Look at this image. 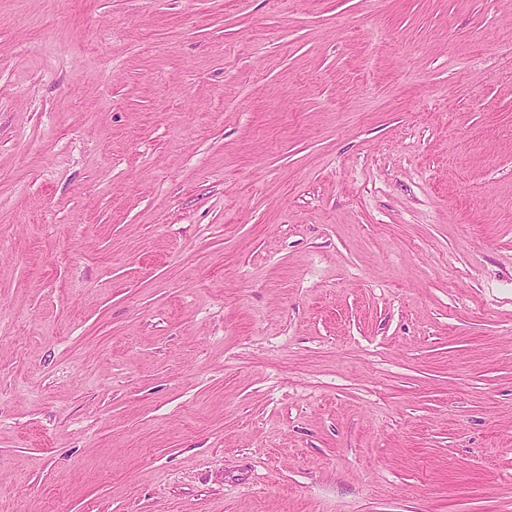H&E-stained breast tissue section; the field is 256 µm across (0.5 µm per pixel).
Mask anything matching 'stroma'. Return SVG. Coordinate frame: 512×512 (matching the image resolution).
Returning <instances> with one entry per match:
<instances>
[{"instance_id": "35a3bbf8", "label": "stroma", "mask_w": 512, "mask_h": 512, "mask_svg": "<svg viewBox=\"0 0 512 512\" xmlns=\"http://www.w3.org/2000/svg\"><path fill=\"white\" fill-rule=\"evenodd\" d=\"M0 512H512V0H0Z\"/></svg>"}]
</instances>
